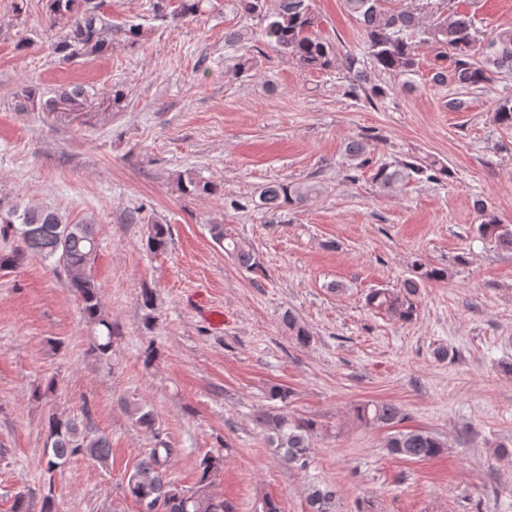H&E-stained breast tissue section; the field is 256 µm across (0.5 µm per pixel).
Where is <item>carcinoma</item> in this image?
<instances>
[{
	"instance_id": "1",
	"label": "carcinoma",
	"mask_w": 512,
	"mask_h": 512,
	"mask_svg": "<svg viewBox=\"0 0 512 512\" xmlns=\"http://www.w3.org/2000/svg\"><path fill=\"white\" fill-rule=\"evenodd\" d=\"M211 0H178L173 17H196L210 7ZM345 10L359 21L367 43L368 53L375 68L380 71L407 76L417 66V37L439 45V59L443 64L435 68L432 80L438 84L451 82L459 90L481 88L503 73L512 75V27L499 30L487 43L480 56H475V31L472 21L457 14L432 28H421L417 14L410 11H387L381 0H343ZM237 10L258 20L268 44L308 69H328L336 66L334 46L315 33L318 16L312 8V0H236ZM46 10L52 26L59 28L62 38L55 50L62 58L71 61L78 58L104 54L108 47L111 26L100 11L96 0H46ZM227 42L242 49L251 42V32L246 27L230 31ZM343 67L352 77L349 93L363 92L378 97L384 90L367 85V74L360 60L351 53L342 59ZM86 90L77 85L64 90L59 99L44 98L39 89L26 86L18 97L26 108H38L51 112L61 102L78 105L85 99ZM496 123L512 128V101L506 100L494 110ZM346 155L357 166L368 167L372 163L370 149L362 139L347 144ZM417 177L438 181L448 177V167L421 162H405L395 168L384 164L377 167L372 180L383 189H391L400 181ZM178 190L187 196L213 195L217 187L209 182L191 178L177 181ZM315 189L312 186H294L270 182L260 192L259 206L276 212L288 205L308 201ZM481 216L476 227L482 238L494 240L498 246L512 249V226L499 222L482 200L474 201ZM0 233L15 235L17 248L0 255V269L16 268L26 259L37 257L67 272L70 287L81 302L82 315L93 329L92 350L102 360L112 358V323L104 314L101 303V286L88 273L92 256L99 243L97 225L88 222H70L58 211L47 207H14L0 210ZM169 229L164 224L152 225L148 237L151 251H163L167 247ZM210 234L224 252L234 258L239 267L254 271L260 262L252 248L232 236L222 224H213ZM447 278L443 269H427L416 262L413 275L404 280L397 290L375 289L367 298V304L400 320H407L414 313L412 297L421 284ZM284 324L295 333L297 344L305 347L310 343L309 333L297 325L296 318L288 313ZM130 415L135 423L158 438V446L141 459L129 474L125 483L126 493L140 504H147L150 512H234L232 504L213 491V477L221 470L223 457L206 454L198 463L199 477L190 489L180 488L167 479L166 470L177 449L159 439L160 426L154 413L142 403L129 404ZM358 414L374 423L391 425L403 420L400 409L388 402L365 404ZM257 422L271 446L277 449L288 465L304 469L308 465L311 437L316 423L309 419L291 418L280 408L272 407L260 414ZM445 444L422 430L398 431L390 436L387 448L401 458L421 461L442 453ZM112 448L109 438L96 430L89 421L64 413L48 417V430L43 448L44 474L48 492L43 497L42 512H58L53 494V479L75 457H88L104 466L109 463ZM310 512H338L337 491L327 484H312L307 495Z\"/></svg>"
}]
</instances>
